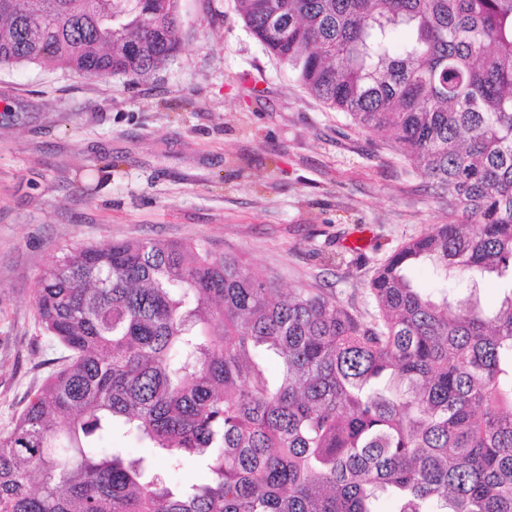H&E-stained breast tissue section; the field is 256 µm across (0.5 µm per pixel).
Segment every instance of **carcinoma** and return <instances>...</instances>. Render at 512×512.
<instances>
[{
	"mask_svg": "<svg viewBox=\"0 0 512 512\" xmlns=\"http://www.w3.org/2000/svg\"><path fill=\"white\" fill-rule=\"evenodd\" d=\"M177 2L0 0V66L146 79L179 49ZM237 3L309 95L389 132L467 220L398 248L365 312L279 298L199 242L56 256L35 307L68 355L0 435V512H512V0ZM426 261L432 292L406 276ZM190 462L205 481L173 483Z\"/></svg>",
	"mask_w": 512,
	"mask_h": 512,
	"instance_id": "cac0c4a2",
	"label": "carcinoma"
}]
</instances>
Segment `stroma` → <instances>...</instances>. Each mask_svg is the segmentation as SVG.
I'll list each match as a JSON object with an SVG mask.
<instances>
[{"mask_svg":"<svg viewBox=\"0 0 512 512\" xmlns=\"http://www.w3.org/2000/svg\"><path fill=\"white\" fill-rule=\"evenodd\" d=\"M180 50L147 80L0 67V434L55 368L35 288L61 250L203 242L372 308L375 269L448 221L382 131L326 109L236 0H179Z\"/></svg>","mask_w":512,"mask_h":512,"instance_id":"35a3bbf8","label":"stroma"}]
</instances>
